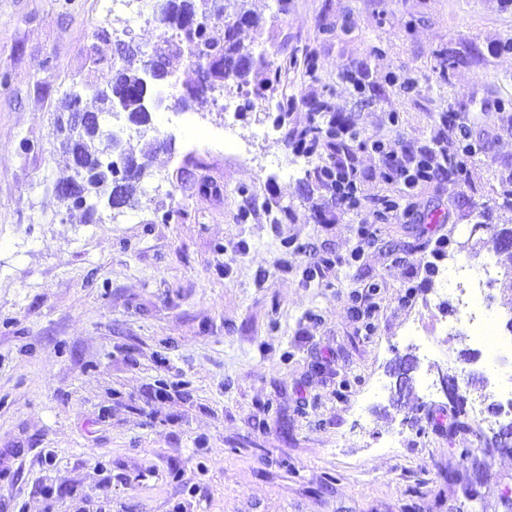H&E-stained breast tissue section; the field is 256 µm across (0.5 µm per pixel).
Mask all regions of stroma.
Here are the masks:
<instances>
[{"instance_id": "1", "label": "stroma", "mask_w": 512, "mask_h": 512, "mask_svg": "<svg viewBox=\"0 0 512 512\" xmlns=\"http://www.w3.org/2000/svg\"><path fill=\"white\" fill-rule=\"evenodd\" d=\"M244 6L267 24L243 45L293 57L275 93L155 112L172 150L137 193L179 216L82 224L51 190L69 175L53 118L73 82H111V46L89 65L99 29L146 52L157 31L100 0H0V512H512V452L476 446L469 415L448 430L447 396L422 387L465 369L468 401L498 400L436 299L449 260L480 264L493 229L512 228L497 193L512 175V0ZM275 95L296 106L274 130ZM319 105L358 132L359 213L312 175L331 150L306 159L285 139ZM445 113L474 119L463 182L388 177L372 141L414 148ZM383 197L400 214L375 219ZM407 353L419 367L401 397Z\"/></svg>"}]
</instances>
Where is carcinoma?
<instances>
[{
    "instance_id": "cac0c4a2",
    "label": "carcinoma",
    "mask_w": 512,
    "mask_h": 512,
    "mask_svg": "<svg viewBox=\"0 0 512 512\" xmlns=\"http://www.w3.org/2000/svg\"><path fill=\"white\" fill-rule=\"evenodd\" d=\"M172 14L168 17L151 16L158 31V43L141 66L132 65L135 48L119 41L112 58V81L99 88L85 81L83 88L95 92L102 104L100 114L114 115L137 113L141 115L137 137L140 149L137 152L124 148L122 141L112 136V129L105 125H87L83 129L68 133L62 143L63 160L72 167L73 157L80 159L99 173L82 183L70 177L65 181L69 192L57 195L65 213L86 223L98 214L99 202L113 197L120 208H137L140 199L133 193L134 186L150 175L154 156L171 148V142L160 137L152 123L149 102L152 99L150 81L161 80L173 72L171 60L182 57L195 70L206 68L212 81L208 86L189 85L179 108L189 109L198 100L221 93L233 82L236 89L250 94L251 85L260 89H274L281 68H269L264 56H254L245 50L238 31L243 26L260 27V18L251 11H241L232 16L226 13L224 0H170ZM224 22V39L218 40L210 33L211 23ZM126 159L138 163L136 177L121 180L114 170V160Z\"/></svg>"
}]
</instances>
